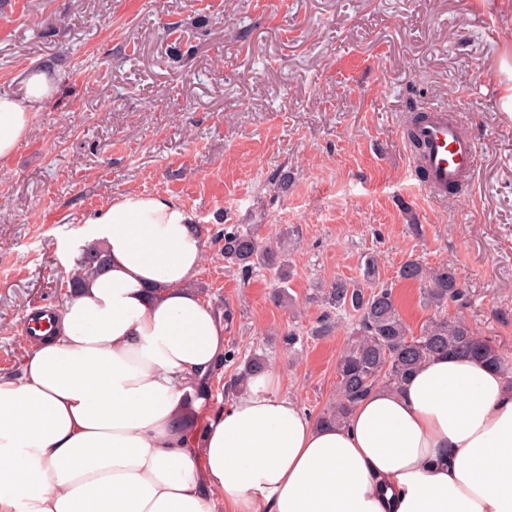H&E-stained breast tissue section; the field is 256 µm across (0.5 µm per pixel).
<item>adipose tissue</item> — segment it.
<instances>
[{
	"label": "adipose tissue",
	"mask_w": 512,
	"mask_h": 512,
	"mask_svg": "<svg viewBox=\"0 0 512 512\" xmlns=\"http://www.w3.org/2000/svg\"><path fill=\"white\" fill-rule=\"evenodd\" d=\"M60 77L0 95V165ZM176 198L128 191L83 220L109 264L80 273L55 334L0 374V512H512V378L443 355L314 422L267 371L194 402L227 318L193 283L208 251Z\"/></svg>",
	"instance_id": "obj_1"
}]
</instances>
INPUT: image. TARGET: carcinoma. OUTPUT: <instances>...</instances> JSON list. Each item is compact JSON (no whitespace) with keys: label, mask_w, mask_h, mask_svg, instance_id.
<instances>
[{"label":"carcinoma","mask_w":512,"mask_h":512,"mask_svg":"<svg viewBox=\"0 0 512 512\" xmlns=\"http://www.w3.org/2000/svg\"><path fill=\"white\" fill-rule=\"evenodd\" d=\"M105 262L102 246L82 250L80 265L85 271L96 272ZM224 262L244 274L259 267L277 270L283 282L289 279L281 243L264 244L235 226L224 228ZM398 278L420 283L425 303L437 310L467 303L466 289L448 266L430 269L410 258L400 266ZM323 299L333 308L352 313L354 325L337 362L336 401L318 418L322 423L345 422L355 404L374 387H397L420 364L446 353L480 358L512 378V358L463 318L433 317L415 336L401 317L392 291L385 287L368 290L354 280L338 278L323 292ZM265 370L264 356L254 354L230 386L236 388Z\"/></svg>","instance_id":"carcinoma-1"}]
</instances>
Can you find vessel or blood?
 <instances>
[{"label":"vessel or blood","instance_id":"1","mask_svg":"<svg viewBox=\"0 0 512 512\" xmlns=\"http://www.w3.org/2000/svg\"><path fill=\"white\" fill-rule=\"evenodd\" d=\"M415 136L423 147L416 164L425 170L423 186L431 194H443L474 174L477 144L456 120L449 118L446 110L431 109L429 119L416 127Z\"/></svg>","mask_w":512,"mask_h":512}]
</instances>
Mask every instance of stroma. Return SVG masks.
<instances>
[{
  "label": "stroma",
  "mask_w": 512,
  "mask_h": 512,
  "mask_svg": "<svg viewBox=\"0 0 512 512\" xmlns=\"http://www.w3.org/2000/svg\"><path fill=\"white\" fill-rule=\"evenodd\" d=\"M512 60V10L481 0H0V95L32 63L61 87L0 167V373L32 349L35 309L68 295L59 255L82 245L84 216L126 191L164 193L193 209L209 246L194 282L233 313V362L212 380L219 409L252 353L311 416L336 397V361L352 318L313 335L320 291L358 280L367 257L412 333L434 316L409 257L452 266L464 316L512 354V114L497 73ZM453 109L479 163L461 191L417 186L405 126ZM288 172L287 192L271 181ZM260 240L290 236L289 293L275 272L228 268L225 226ZM298 341L285 349L282 335Z\"/></svg>",
  "instance_id": "stroma-1"
}]
</instances>
